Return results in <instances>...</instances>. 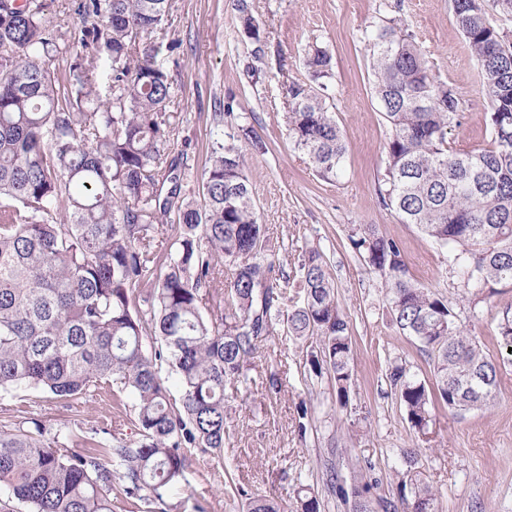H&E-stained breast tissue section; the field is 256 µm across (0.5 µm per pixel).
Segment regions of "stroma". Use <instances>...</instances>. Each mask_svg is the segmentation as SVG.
<instances>
[{
    "label": "stroma",
    "instance_id": "obj_1",
    "mask_svg": "<svg viewBox=\"0 0 512 512\" xmlns=\"http://www.w3.org/2000/svg\"><path fill=\"white\" fill-rule=\"evenodd\" d=\"M75 0H46L69 54L49 61L65 78L81 47ZM251 12L272 35L261 61L242 37L236 0H173L174 8L156 33L157 60L173 81L167 106L171 133L165 162L186 158L182 191L196 196L210 147L221 128L214 105H229L241 125L261 140L249 150L245 172L280 261L288 273L310 249L319 250L336 285L339 306L350 322L355 393L348 408L333 405L327 380L310 376L307 340L282 343L280 335L261 342L249 372L247 391L227 402L233 486L221 485L211 457L193 451V490L204 491L207 512H241L242 493L271 495L295 512L298 490L308 486L324 512H352L323 481L335 464L347 482L371 483L370 498L397 499L408 468L406 449H418L417 467L436 495V512H512V363L501 370L495 399L458 414L438 406L425 434L410 427L404 408L385 377L389 362L406 363L411 374H430L427 357L410 336L400 335L387 315L384 278L353 250L349 234L359 224L378 225L396 240L414 281L452 306L470 334L492 358L501 308L512 303V287L478 306L448 262V248L428 239L416 225L402 223L384 206L377 188L386 167L390 127L373 93L364 31L397 24L412 35L434 75L455 87L460 116L448 129L459 153L491 140L484 77L454 25L452 0H248ZM327 46L333 56L336 119L346 144L344 173L336 181L316 176L288 138L287 82H306L310 45ZM277 387H270V378ZM24 415L48 421L51 430L102 427L112 400L93 396L71 408L36 391L19 394ZM307 418H300V407ZM306 435H299V423Z\"/></svg>",
    "mask_w": 512,
    "mask_h": 512
}]
</instances>
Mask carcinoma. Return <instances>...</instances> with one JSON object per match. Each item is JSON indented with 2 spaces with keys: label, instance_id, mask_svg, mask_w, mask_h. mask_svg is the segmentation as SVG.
Wrapping results in <instances>:
<instances>
[{
  "label": "carcinoma",
  "instance_id": "1",
  "mask_svg": "<svg viewBox=\"0 0 512 512\" xmlns=\"http://www.w3.org/2000/svg\"><path fill=\"white\" fill-rule=\"evenodd\" d=\"M172 0H78L82 54L66 96L41 61L63 53L45 0H0V401L30 389L69 406L112 394L113 409L134 410L139 437L121 421L83 431L0 424V512H172L169 494L190 488L189 454L224 464L226 387H247L258 343L280 326L290 340L312 338L309 370L331 381V398L350 404L354 351L350 323L317 249L286 274L260 222L245 150L253 129L213 141L202 198L182 194L186 164L162 165L172 95L156 64L151 34ZM241 33L261 60L269 32L240 0ZM454 23L484 74L492 138L457 153L455 88L432 73L412 35L393 25L365 31L373 92L391 135L382 203L402 222L453 246L464 286L491 298L512 284V43L490 24L485 0H453ZM112 60V97L93 81V61ZM332 58L315 44L306 66L316 85L286 86L288 136L317 175L337 179L346 146L329 101ZM171 183L162 193L165 183ZM350 243L385 277L392 324L428 357L432 383L393 362L390 390L411 428L432 408L456 413L487 405L500 364L457 320L453 308L414 282L400 245L363 224ZM231 271L224 279V269ZM302 303L286 307L288 294ZM497 344L512 348V304ZM176 380L173 396L162 376ZM326 484L354 512L362 492L330 467ZM401 500L435 512V493L408 470ZM243 512H281L265 495Z\"/></svg>",
  "mask_w": 512,
  "mask_h": 512
}]
</instances>
